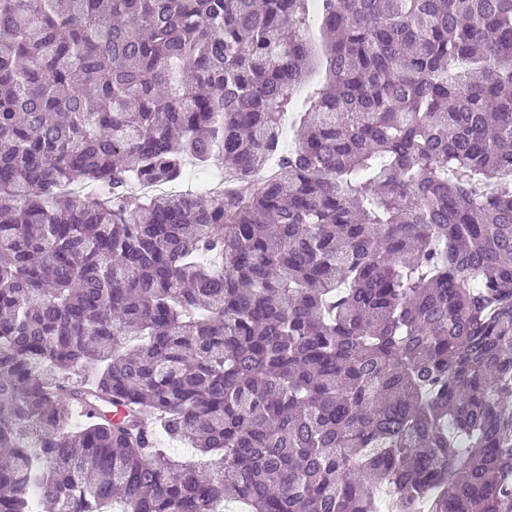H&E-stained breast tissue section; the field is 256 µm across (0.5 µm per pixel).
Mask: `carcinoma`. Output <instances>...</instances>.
<instances>
[{"label": "carcinoma", "instance_id": "carcinoma-1", "mask_svg": "<svg viewBox=\"0 0 512 512\" xmlns=\"http://www.w3.org/2000/svg\"><path fill=\"white\" fill-rule=\"evenodd\" d=\"M506 170L512 0H0V512H512Z\"/></svg>", "mask_w": 512, "mask_h": 512}]
</instances>
